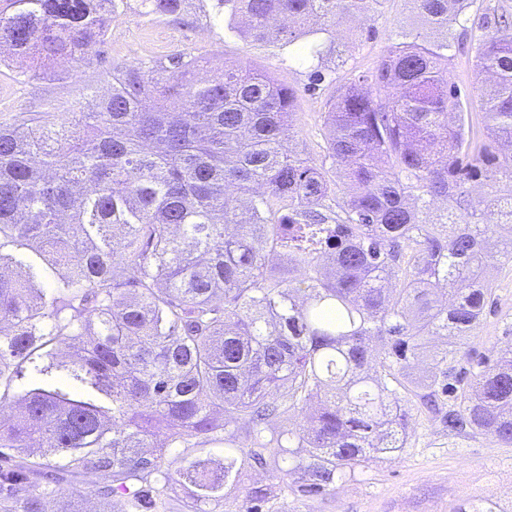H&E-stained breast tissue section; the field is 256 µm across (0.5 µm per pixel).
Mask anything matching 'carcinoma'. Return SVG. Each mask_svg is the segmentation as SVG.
<instances>
[{
  "instance_id": "carcinoma-1",
  "label": "carcinoma",
  "mask_w": 512,
  "mask_h": 512,
  "mask_svg": "<svg viewBox=\"0 0 512 512\" xmlns=\"http://www.w3.org/2000/svg\"><path fill=\"white\" fill-rule=\"evenodd\" d=\"M379 2L210 7L246 40L308 39L315 57L317 35ZM409 2L330 101L334 180L287 146L292 88L236 64L198 81L185 53L113 71L96 112L0 122V404L17 406L0 418V512H49L61 482L91 474L112 477L100 512H164L175 486L187 512H224L253 466L321 496L407 448L413 410L512 446V336L466 351L494 304L487 268L512 264V154L493 152L512 146V16H480L492 86L463 95L448 61L474 0ZM185 5L137 0L150 18ZM129 6L0 0V42L55 78L57 58L101 53ZM269 499L253 488L236 512Z\"/></svg>"
}]
</instances>
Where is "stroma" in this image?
<instances>
[{"mask_svg":"<svg viewBox=\"0 0 512 512\" xmlns=\"http://www.w3.org/2000/svg\"><path fill=\"white\" fill-rule=\"evenodd\" d=\"M410 11L409 0H381L371 19L337 27L336 42L348 47L346 62L337 65L335 54H325L321 67L325 79L318 85L312 84L308 66L296 61L293 49L244 40L214 18L210 8L192 5L183 21L151 20L130 11L113 18L103 55L69 65L66 79H31L13 58H5L0 63V121L10 122L24 113L68 111L75 102L103 91L113 68L144 67L181 51L201 59L203 79L219 73L225 64L239 63L293 87L298 95L293 142L319 162L328 138L324 114L336 86L350 74L371 68L393 42L397 22ZM355 30L362 33L356 40L351 37ZM481 37L480 29L469 30L448 67L452 81L465 91L472 90L477 80ZM493 281L496 304L468 343L475 358L500 344L506 330L512 329V269H497ZM408 433L403 453L381 456L325 495L294 498L285 489V477L256 469L243 474L224 508L236 512L250 488L270 484L275 488L274 512H455L462 501L487 498L496 512H512V446H503L489 435L453 438L438 424L417 416Z\"/></svg>","mask_w":512,"mask_h":512,"instance_id":"35a3bbf8","label":"stroma"}]
</instances>
